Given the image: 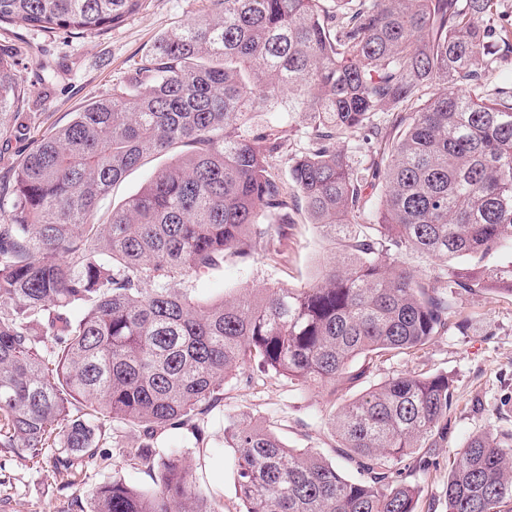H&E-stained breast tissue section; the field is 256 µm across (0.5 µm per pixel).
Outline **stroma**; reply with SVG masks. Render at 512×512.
I'll list each match as a JSON object with an SVG mask.
<instances>
[{
    "label": "stroma",
    "mask_w": 512,
    "mask_h": 512,
    "mask_svg": "<svg viewBox=\"0 0 512 512\" xmlns=\"http://www.w3.org/2000/svg\"><path fill=\"white\" fill-rule=\"evenodd\" d=\"M210 8L211 0H144L136 13L100 35L49 36L4 25L0 45L18 54L17 75L29 90L27 111L45 113L50 122L61 125L90 97L126 80L159 34L190 23ZM248 131L278 138L281 150L270 160L271 171L290 194L288 160L307 146L305 125L285 113L262 112L251 120ZM171 160V154H160L129 171L100 202V217L109 218L114 208L139 192ZM262 230L263 245L255 254L243 259L226 252L219 268L186 279V292L211 302L243 288H300L336 256L334 246L291 195L287 223L266 224ZM455 311L462 329L435 337L417 353L384 357L372 375L376 382L409 371L445 373L453 380L448 436L433 452L428 470L407 476L420 488L418 512H448L450 460L470 435L489 427L512 431V297L463 293L455 299ZM359 392L355 386L333 397L327 387L302 388L287 378L260 373L255 365L245 366L236 378L226 381L221 403L181 428L159 430L148 440L142 428L114 424L109 446L79 472L73 487H62L52 479L51 454L32 462L1 450L0 512H70L72 496L89 498L92 489L119 478L152 488L153 473L121 455L122 449L147 443L158 457L176 452L187 458L200 489L221 499L224 512H243L236 490V455L225 433L232 421L262 426L287 446L317 452L338 462L343 474L354 475L351 465L338 460L328 419Z\"/></svg>",
    "instance_id": "1"
}]
</instances>
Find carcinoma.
<instances>
[{
    "label": "carcinoma",
    "instance_id": "carcinoma-1",
    "mask_svg": "<svg viewBox=\"0 0 512 512\" xmlns=\"http://www.w3.org/2000/svg\"><path fill=\"white\" fill-rule=\"evenodd\" d=\"M142 0H0V24L83 35ZM169 30L105 98L62 126L26 112L18 61L0 47V140L21 146L0 182V448H55L68 476L125 421L176 427L254 362L307 387L356 381L374 359L446 333L460 292L512 296V0H212ZM427 100H422L424 95ZM393 111L390 128L378 120ZM252 112L305 122L296 197L336 260L304 288H247L193 302L186 278L250 257L287 201L270 171L280 143L245 133ZM367 144L353 160L340 140ZM174 158L96 222L100 200L144 157ZM448 259L421 275L410 260ZM146 281L154 283L144 288ZM49 349H43L45 344ZM452 380L401 373L330 419L357 466L344 476L272 432L229 425L245 512H417L422 448L448 436ZM448 512H512V432L484 429L454 456ZM77 512H224L182 458L156 487L97 486Z\"/></svg>",
    "mask_w": 512,
    "mask_h": 512
}]
</instances>
